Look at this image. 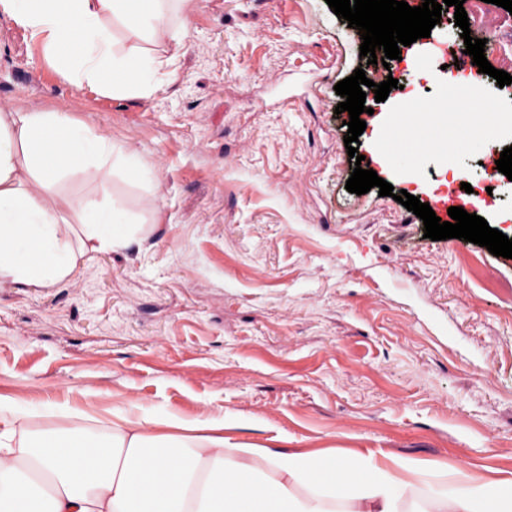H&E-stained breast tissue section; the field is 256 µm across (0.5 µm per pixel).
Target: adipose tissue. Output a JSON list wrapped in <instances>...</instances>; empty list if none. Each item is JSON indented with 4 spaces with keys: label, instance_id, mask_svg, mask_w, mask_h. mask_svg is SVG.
Wrapping results in <instances>:
<instances>
[{
    "label": "adipose tissue",
    "instance_id": "adipose-tissue-1",
    "mask_svg": "<svg viewBox=\"0 0 512 512\" xmlns=\"http://www.w3.org/2000/svg\"><path fill=\"white\" fill-rule=\"evenodd\" d=\"M165 0H0V10L42 40L77 83L141 86L138 59L113 63L108 19L158 42L172 37ZM112 177V143L59 112L0 113V281L49 287L78 257L59 235L62 173ZM83 224L99 247L134 243L111 203L87 202ZM10 398L0 396V512H403V495L423 471L416 460L365 472L227 437L235 422L189 425L171 417L114 413L107 435L82 427L38 438L17 433ZM437 512H512V481L476 484L462 471ZM308 494H301V487Z\"/></svg>",
    "mask_w": 512,
    "mask_h": 512
}]
</instances>
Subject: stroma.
Here are the masks:
<instances>
[{
    "instance_id": "35a3bbf8",
    "label": "stroma",
    "mask_w": 512,
    "mask_h": 512,
    "mask_svg": "<svg viewBox=\"0 0 512 512\" xmlns=\"http://www.w3.org/2000/svg\"><path fill=\"white\" fill-rule=\"evenodd\" d=\"M441 10L420 61L360 56L359 30L326 0H171L176 40L156 46L113 23L115 49L143 56L148 93L75 85L0 10V110L62 112L111 141L112 180L58 182L61 231L81 258L49 288L0 282V395L27 431L77 412L187 422L234 416V439L365 464L416 459L409 501L435 512L441 475L512 479V259L425 238L376 170L421 202L471 184L478 216L512 239V181L491 164L512 128L448 135L458 171L419 159L413 121L375 118L443 101L468 74L461 30ZM400 86L367 93L361 164L344 144L335 85L355 69ZM461 125L512 110L489 79ZM387 163L374 160L377 140ZM108 200L139 237L95 251L87 200Z\"/></svg>"
}]
</instances>
